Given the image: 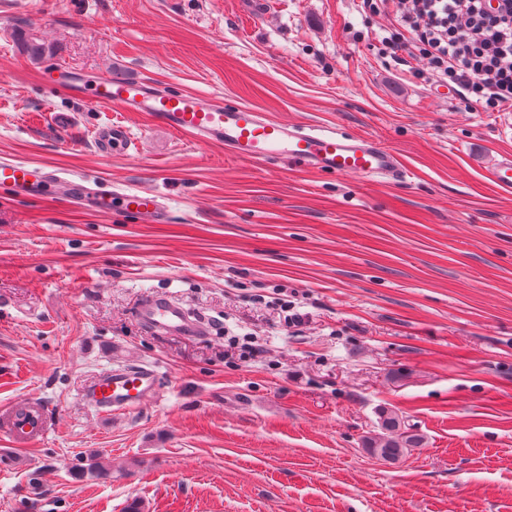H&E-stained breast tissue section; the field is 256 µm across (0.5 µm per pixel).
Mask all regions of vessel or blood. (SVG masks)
I'll list each match as a JSON object with an SVG mask.
<instances>
[{"label":"vessel or blood","mask_w":512,"mask_h":512,"mask_svg":"<svg viewBox=\"0 0 512 512\" xmlns=\"http://www.w3.org/2000/svg\"><path fill=\"white\" fill-rule=\"evenodd\" d=\"M60 87L93 107L140 112L154 125L191 137L197 144H222L233 158L256 164L293 162L316 173L357 178H400L412 175L398 155L367 134H350L335 127L297 126L276 121L244 104L204 99L191 92H173L142 78L99 77L89 84L67 75ZM103 155L130 150L133 138L119 122H109L96 134ZM492 181L512 188V156L495 160ZM0 190L22 198L63 195L90 201L95 209L118 212L160 223L167 205L162 196L141 190L88 186L85 179L24 161H0ZM136 318L143 328L160 335L205 336L209 323L168 293L142 296ZM164 379L153 365L117 366L96 376L82 390L83 400L102 415L126 414L156 400ZM50 430L43 404L28 399L0 412V434L27 444Z\"/></svg>","instance_id":"b4317fda"}]
</instances>
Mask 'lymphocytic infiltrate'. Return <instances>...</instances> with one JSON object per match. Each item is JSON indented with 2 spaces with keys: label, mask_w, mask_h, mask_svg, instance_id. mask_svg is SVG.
Returning a JSON list of instances; mask_svg holds the SVG:
<instances>
[{
  "label": "lymphocytic infiltrate",
  "mask_w": 512,
  "mask_h": 512,
  "mask_svg": "<svg viewBox=\"0 0 512 512\" xmlns=\"http://www.w3.org/2000/svg\"><path fill=\"white\" fill-rule=\"evenodd\" d=\"M436 80L487 112L512 110V0H392Z\"/></svg>",
  "instance_id": "obj_1"
}]
</instances>
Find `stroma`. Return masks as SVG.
I'll use <instances>...</instances> for the list:
<instances>
[{
    "label": "stroma",
    "mask_w": 512,
    "mask_h": 512,
    "mask_svg": "<svg viewBox=\"0 0 512 512\" xmlns=\"http://www.w3.org/2000/svg\"><path fill=\"white\" fill-rule=\"evenodd\" d=\"M403 36L364 0H0V160L168 210L136 224L0 192V410L35 397L51 418L41 440L0 438V512H512V189L488 174L512 154V111L433 80L414 44L385 52ZM61 68L367 133L415 176L242 163L57 94ZM113 119L137 147L106 157L95 133ZM152 291L210 335L145 330ZM279 292L302 325H282ZM120 363L159 367L162 397L97 414L81 390ZM384 409L424 447L371 456ZM93 457L111 478L83 474Z\"/></svg>",
    "instance_id": "35a3bbf8"
}]
</instances>
